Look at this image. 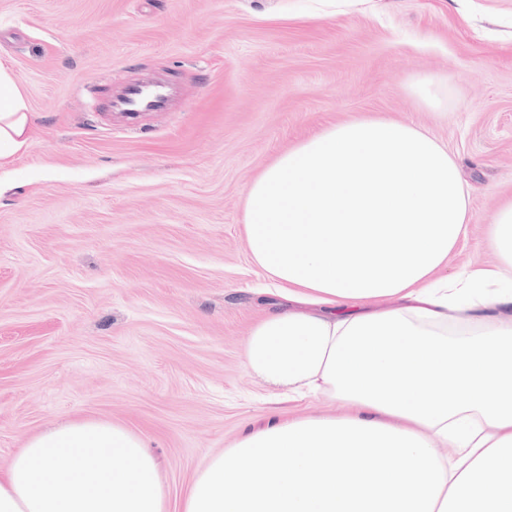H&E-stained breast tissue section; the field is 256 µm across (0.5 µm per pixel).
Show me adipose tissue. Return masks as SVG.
<instances>
[{"label": "adipose tissue", "instance_id": "1", "mask_svg": "<svg viewBox=\"0 0 512 512\" xmlns=\"http://www.w3.org/2000/svg\"><path fill=\"white\" fill-rule=\"evenodd\" d=\"M32 130L0 61V170ZM470 218L459 164L427 131L364 118L302 140L247 190L248 248L285 304L255 325L244 365L352 414L271 419L173 506L140 434L71 420L0 471V512H499L512 503L499 467L512 455V201L489 230L496 265L440 276ZM379 298L396 305L365 311Z\"/></svg>", "mask_w": 512, "mask_h": 512}]
</instances>
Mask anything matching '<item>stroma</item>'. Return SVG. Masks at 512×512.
<instances>
[{
    "mask_svg": "<svg viewBox=\"0 0 512 512\" xmlns=\"http://www.w3.org/2000/svg\"><path fill=\"white\" fill-rule=\"evenodd\" d=\"M0 58L35 114L0 192V468L76 417L141 434L170 500L292 400L244 367L271 285L244 233L247 187L325 127L429 131L472 198L444 269L493 263L512 198V0H0ZM164 74L136 119L106 104ZM448 84L440 114L412 91Z\"/></svg>",
    "mask_w": 512,
    "mask_h": 512,
    "instance_id": "1",
    "label": "stroma"
}]
</instances>
